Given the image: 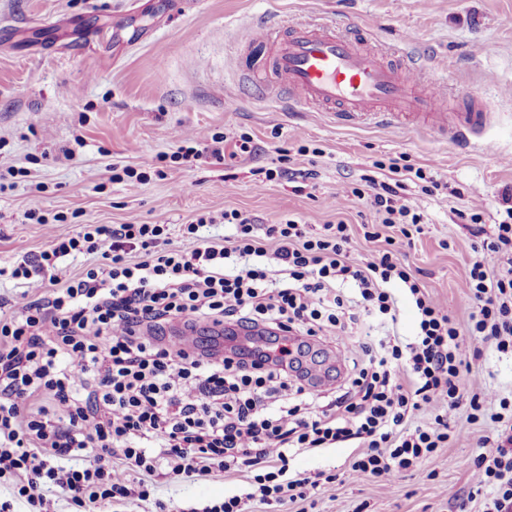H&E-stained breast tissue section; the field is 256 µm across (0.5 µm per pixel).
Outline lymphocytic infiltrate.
Instances as JSON below:
<instances>
[{
    "label": "lymphocytic infiltrate",
    "mask_w": 512,
    "mask_h": 512,
    "mask_svg": "<svg viewBox=\"0 0 512 512\" xmlns=\"http://www.w3.org/2000/svg\"><path fill=\"white\" fill-rule=\"evenodd\" d=\"M390 170L391 179L367 178L336 198L369 202L381 224L408 237L421 232L425 214L398 179V164ZM469 220L503 270L490 272L479 256L461 269L471 308L464 327L398 252L349 259L343 223L314 234L295 220L269 226L271 254L235 210L224 214L237 232L222 248H168L161 224H101L52 239L36 266L54 269L74 252L102 262L52 291L30 282L25 265L12 269L28 285L16 296L18 313L0 318V466L26 474L18 494L37 512L51 486L79 507L127 497V480L112 475L116 457L139 476L164 465L176 478L250 469L260 501L273 508L310 485L289 474L291 457L306 448L358 442L354 478L417 468L448 441V415L461 402L475 414L498 402L491 386L466 393L472 361L489 349L512 355V208L490 231L478 211ZM135 251L143 258L133 263ZM233 256L245 264L232 274L224 261ZM402 294L416 309L413 341L383 343L379 355L362 344L367 364L353 365L325 404L299 383L295 358L215 359L165 334L180 318L345 341L361 315L396 321ZM424 408L436 409L433 423L411 426ZM474 464L482 512H512V425L497 429Z\"/></svg>",
    "instance_id": "f902f5d3"
}]
</instances>
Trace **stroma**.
<instances>
[{
	"label": "stroma",
	"instance_id": "obj_1",
	"mask_svg": "<svg viewBox=\"0 0 512 512\" xmlns=\"http://www.w3.org/2000/svg\"><path fill=\"white\" fill-rule=\"evenodd\" d=\"M261 20L363 31L372 46L424 64L449 111L476 100L490 122L461 144L414 119L343 125L330 112L239 93L242 78L266 81V46L244 42ZM243 134L259 154H235ZM485 139L495 152L483 150ZM284 151L292 168L315 174L303 191L265 178ZM399 156L444 185L422 197L427 222L409 239L380 228L367 205L336 204L339 189L374 174V161ZM510 202L512 0H0V265L100 224H164L171 247L188 252L204 241L223 246L234 232L223 219L231 209L261 228L341 221L352 259L395 245L464 325L470 309L458 273L478 240L459 214L478 206L490 226ZM201 216L207 224L187 233ZM416 328L402 298L396 324L370 318L358 332L407 341ZM312 348L303 365L320 371L324 395L333 396L362 353L331 336L314 338ZM465 382L471 392L494 385L512 406V361L495 352L473 362ZM469 412L464 403L449 415L453 434L421 474L391 482L349 477L354 451L344 446L302 453L291 469L327 480L277 512H458L463 502L480 512L472 460L495 425L468 421ZM148 487L149 499L88 512H156L159 500L169 512H202L230 494L249 496L247 512H270L254 498L249 473L159 474Z\"/></svg>",
	"mask_w": 512,
	"mask_h": 512
}]
</instances>
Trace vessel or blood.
Instances as JSON below:
<instances>
[{"mask_svg":"<svg viewBox=\"0 0 512 512\" xmlns=\"http://www.w3.org/2000/svg\"><path fill=\"white\" fill-rule=\"evenodd\" d=\"M254 37L273 46L268 69L275 96L324 108L343 124L366 118L391 123L414 115L466 141L490 121L484 107L448 111L446 94L425 79L422 66L399 56L385 61L380 51L362 49L359 36L304 24L284 33L261 26Z\"/></svg>","mask_w":512,"mask_h":512,"instance_id":"b4317fda","label":"vessel or blood"}]
</instances>
